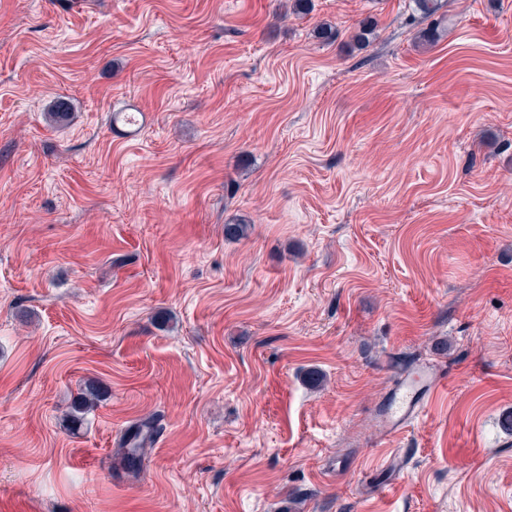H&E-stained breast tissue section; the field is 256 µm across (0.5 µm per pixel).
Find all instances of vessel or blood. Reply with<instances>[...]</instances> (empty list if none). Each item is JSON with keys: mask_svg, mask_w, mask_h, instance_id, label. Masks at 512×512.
Here are the masks:
<instances>
[{"mask_svg": "<svg viewBox=\"0 0 512 512\" xmlns=\"http://www.w3.org/2000/svg\"><path fill=\"white\" fill-rule=\"evenodd\" d=\"M438 386L437 379L426 372L403 375L380 415L383 430L394 437L418 421Z\"/></svg>", "mask_w": 512, "mask_h": 512, "instance_id": "obj_1", "label": "vessel or blood"}]
</instances>
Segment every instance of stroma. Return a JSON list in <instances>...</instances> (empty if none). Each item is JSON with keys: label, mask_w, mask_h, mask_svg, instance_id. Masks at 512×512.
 <instances>
[{"label": "stroma", "mask_w": 512, "mask_h": 512, "mask_svg": "<svg viewBox=\"0 0 512 512\" xmlns=\"http://www.w3.org/2000/svg\"><path fill=\"white\" fill-rule=\"evenodd\" d=\"M290 4L0 0V512H512V0ZM439 383L426 372L403 375L381 412L380 423L389 436H397L418 421L432 402ZM154 431L153 421L137 424L129 432L122 444L121 454L130 467H137L144 454L145 439ZM141 437V439H139Z\"/></svg>", "instance_id": "35a3bbf8"}]
</instances>
